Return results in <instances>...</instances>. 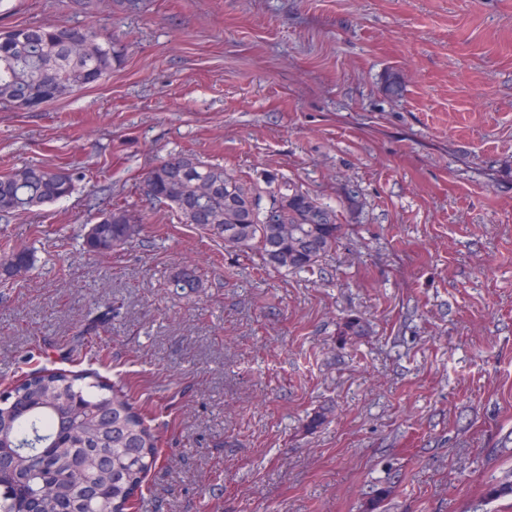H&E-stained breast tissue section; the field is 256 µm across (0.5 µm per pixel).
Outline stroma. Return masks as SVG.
Returning <instances> with one entry per match:
<instances>
[{
	"label": "stroma",
	"mask_w": 512,
	"mask_h": 512,
	"mask_svg": "<svg viewBox=\"0 0 512 512\" xmlns=\"http://www.w3.org/2000/svg\"><path fill=\"white\" fill-rule=\"evenodd\" d=\"M94 16L120 68L0 104V175H75L0 218L34 254L0 280V393L45 365L123 386L161 441L139 512H512L485 496L512 472V0H0V29ZM178 153L330 204L339 247L278 273L179 223L140 190ZM118 205L140 236L89 255Z\"/></svg>",
	"instance_id": "stroma-1"
}]
</instances>
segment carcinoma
I'll return each mask as SVG.
<instances>
[{
    "mask_svg": "<svg viewBox=\"0 0 512 512\" xmlns=\"http://www.w3.org/2000/svg\"><path fill=\"white\" fill-rule=\"evenodd\" d=\"M125 46L91 22L0 31V104L41 106L105 80ZM142 193L166 204L180 222L195 224L224 245L257 250L264 263L291 274L311 272L336 249L345 225L334 207L297 188L270 192L260 208L256 189L224 168L186 154L171 155L143 175ZM73 176L21 166L0 175V217L69 197ZM143 218L118 206L86 235L88 251L132 242ZM26 248L5 252L0 268L16 276L32 265ZM176 289L199 286L182 269ZM0 512H133L148 472L159 461L148 419L117 385L98 377L43 368L17 379L0 396ZM512 495V475L487 496Z\"/></svg>",
    "mask_w": 512,
    "mask_h": 512,
    "instance_id": "1",
    "label": "carcinoma"
}]
</instances>
